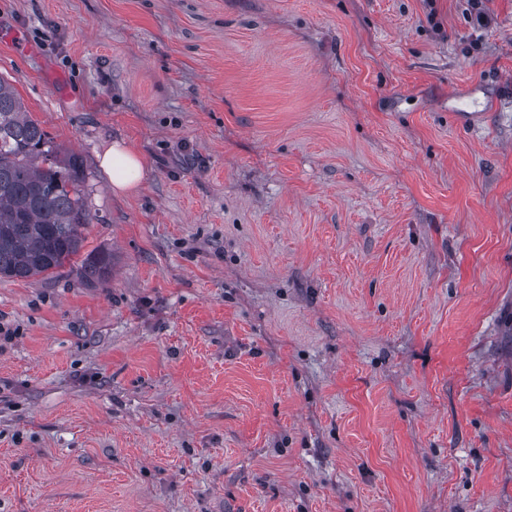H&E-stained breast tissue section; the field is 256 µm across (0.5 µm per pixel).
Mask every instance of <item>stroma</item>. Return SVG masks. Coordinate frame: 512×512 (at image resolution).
Returning <instances> with one entry per match:
<instances>
[{"label":"stroma","instance_id":"obj_1","mask_svg":"<svg viewBox=\"0 0 512 512\" xmlns=\"http://www.w3.org/2000/svg\"><path fill=\"white\" fill-rule=\"evenodd\" d=\"M481 9L0 0L92 215L0 279V512H512V0ZM100 166L110 177L116 192H129L141 183L145 165L141 155L124 141H112L99 156Z\"/></svg>","mask_w":512,"mask_h":512}]
</instances>
